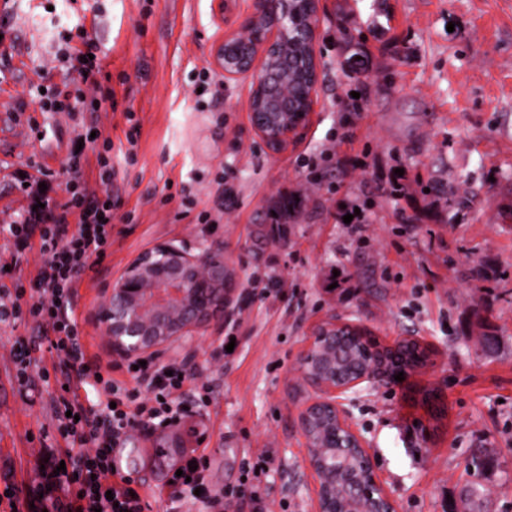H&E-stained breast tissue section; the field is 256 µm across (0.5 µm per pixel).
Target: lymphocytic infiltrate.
<instances>
[{"mask_svg": "<svg viewBox=\"0 0 512 512\" xmlns=\"http://www.w3.org/2000/svg\"><path fill=\"white\" fill-rule=\"evenodd\" d=\"M99 46L86 41L83 50L65 54L72 74L73 90L61 98L43 103L46 112H105L111 109L112 94L105 91L98 54ZM99 190L72 192L64 202L19 215L0 226L19 248L37 239L40 262L29 281L27 305L0 298V319L26 318L41 330L39 343L21 347L14 355L19 366V384L31 389L27 370L39 347L52 358L57 385L66 389L54 401L60 421L61 438L71 452L69 467L57 472V460L49 456L39 472L36 488L19 491L7 485L4 493L9 512H26L36 500H50L54 512H149L151 507L141 483L130 474L119 473L112 462V450L133 430H153L177 424L185 414L184 386L189 374L184 364H120L126 379L143 387V394L129 390L124 381L107 376L104 367L88 359L78 331L75 310L77 285L87 268L102 261L112 243V181L116 171L110 158L97 160ZM93 390L97 401L84 405L80 390ZM195 469L189 477L173 476L167 482L168 498L209 503L203 492L205 458L187 456Z\"/></svg>", "mask_w": 512, "mask_h": 512, "instance_id": "f902f5d3", "label": "lymphocytic infiltrate"}]
</instances>
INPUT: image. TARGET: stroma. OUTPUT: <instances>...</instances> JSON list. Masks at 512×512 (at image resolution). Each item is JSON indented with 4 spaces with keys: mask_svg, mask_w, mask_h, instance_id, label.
Here are the masks:
<instances>
[{
    "mask_svg": "<svg viewBox=\"0 0 512 512\" xmlns=\"http://www.w3.org/2000/svg\"><path fill=\"white\" fill-rule=\"evenodd\" d=\"M252 0H0V225L30 204L95 187L110 152L116 219L106 257L79 284L76 317L88 356L117 362L95 323L104 288L163 240L190 252L220 244L235 269L229 314L161 351L188 361L186 394L212 401L154 446L206 421V485L224 512H241L246 469L267 457V499L317 512L299 414L314 394L299 368L315 327L364 325L380 343L413 336L428 365L355 396L354 422L397 512H512V0H320L322 69L306 128L279 155L251 126L250 82L225 81L215 51L226 21ZM100 45L109 112H45L43 96L71 82L53 66L61 34ZM87 140L79 170L75 137ZM297 198L288 243L274 213ZM359 208L364 223L341 214ZM40 261L0 234V294L27 287ZM0 321V491L28 481L34 438L55 435V384L30 367L38 394L19 391L13 352L37 338ZM498 340L482 351L478 339ZM233 352L219 356L225 340ZM181 464L126 468L172 508L163 488Z\"/></svg>",
    "mask_w": 512,
    "mask_h": 512,
    "instance_id": "1",
    "label": "stroma"
}]
</instances>
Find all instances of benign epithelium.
Wrapping results in <instances>:
<instances>
[{
    "instance_id": "1",
    "label": "benign epithelium",
    "mask_w": 512,
    "mask_h": 512,
    "mask_svg": "<svg viewBox=\"0 0 512 512\" xmlns=\"http://www.w3.org/2000/svg\"><path fill=\"white\" fill-rule=\"evenodd\" d=\"M291 0H253V9L224 28L216 65L226 80H251L248 111L253 133L272 155L288 149L306 127L316 103L320 60L315 50L319 0H307L306 19L289 23ZM235 270L224 259V247L210 245L193 254L173 241H160L139 253L105 290L98 325L112 352L127 359L168 348L196 336L209 319L228 305ZM350 329L380 346L361 326L330 320L312 334L300 357L301 368L319 344H336V334ZM318 395L300 413L305 438L315 418L325 419L327 447L336 448V432L354 449L365 479L351 484L349 500L356 512H395L375 470L364 437L352 422L351 396L390 380L384 365L374 363L343 378L304 373ZM315 475L318 512H336V455L309 447Z\"/></svg>"
}]
</instances>
